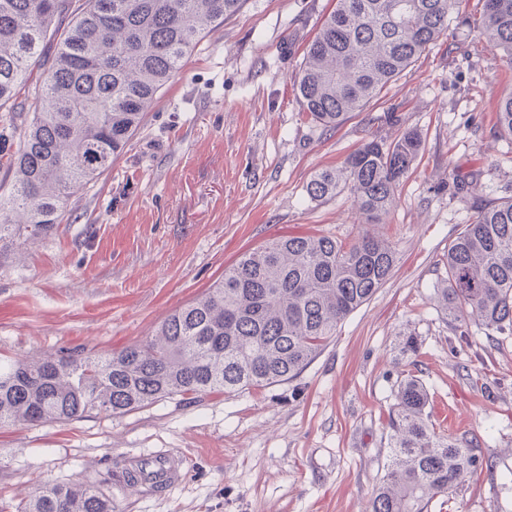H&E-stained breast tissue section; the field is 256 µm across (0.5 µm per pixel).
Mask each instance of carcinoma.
I'll use <instances>...</instances> for the list:
<instances>
[{
	"label": "carcinoma",
	"instance_id": "1",
	"mask_svg": "<svg viewBox=\"0 0 512 512\" xmlns=\"http://www.w3.org/2000/svg\"><path fill=\"white\" fill-rule=\"evenodd\" d=\"M244 0H0V249L46 237L71 197L112 166L157 95L206 34ZM453 0H336L305 48L294 85L313 121L334 130L361 111L448 30ZM480 35L512 65V0H484ZM43 69L32 79L34 69ZM496 126L512 139V91ZM19 143H14V140ZM415 129L365 140L316 173L313 200L346 190L364 218L351 240H269L169 314L153 336L118 352L0 358V427L122 416L163 399L234 396L298 376L337 327L390 278L393 242L375 230L421 153ZM472 221L448 244L434 298L469 334L512 336V196L486 199L478 178H452ZM418 377L400 380L389 412V463L364 512H428L477 470L476 444L436 431ZM18 512H112L82 481L42 483Z\"/></svg>",
	"mask_w": 512,
	"mask_h": 512
}]
</instances>
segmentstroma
Returning <instances> with one entry per match:
<instances>
[{"label":"stroma","instance_id":"1","mask_svg":"<svg viewBox=\"0 0 512 512\" xmlns=\"http://www.w3.org/2000/svg\"><path fill=\"white\" fill-rule=\"evenodd\" d=\"M334 7L245 0L55 232L0 250V356L120 351L269 239L356 237L348 193L314 201L305 187L363 140L393 139V112L423 150L381 227L397 250L390 279L287 383L0 427V499L81 478L111 495L114 512H362L388 463V413L409 369L430 391L437 428L475 440L494 463L453 493L449 512H512V338L459 336L430 300L473 215L452 175L480 173L486 198L512 195V140L493 125L512 66L477 32L482 0H454L447 32L380 99L326 131L303 113L294 76ZM407 330L421 347L404 361ZM160 450L182 457L183 479L149 494L124 488L128 457Z\"/></svg>","mask_w":512,"mask_h":512}]
</instances>
